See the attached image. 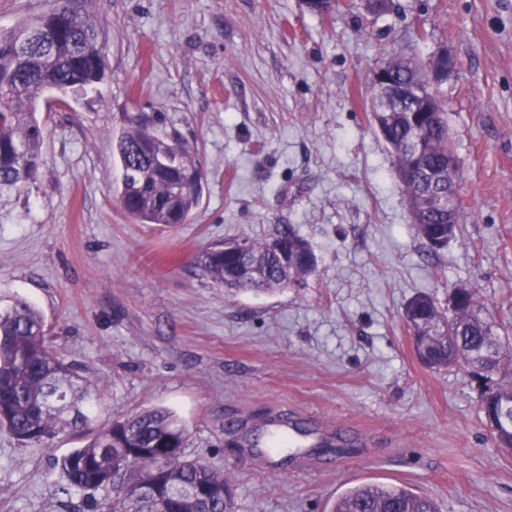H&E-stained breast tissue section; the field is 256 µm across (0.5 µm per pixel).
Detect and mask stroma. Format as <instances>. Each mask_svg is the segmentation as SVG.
Listing matches in <instances>:
<instances>
[{
	"instance_id": "35a3bbf8",
	"label": "stroma",
	"mask_w": 512,
	"mask_h": 512,
	"mask_svg": "<svg viewBox=\"0 0 512 512\" xmlns=\"http://www.w3.org/2000/svg\"><path fill=\"white\" fill-rule=\"evenodd\" d=\"M107 76L51 113L44 164L0 192V305L40 309L54 352L102 396L98 423L172 410L186 452L224 468L236 512H325L346 489L399 485L441 512H512V455L482 421L463 371L415 357L401 312L420 292L447 305L476 288L512 335V0H391L330 18L303 0H87ZM424 25L427 36L415 28ZM421 58L448 114L470 214L428 255L393 157L369 118L374 70ZM447 69H440V58ZM197 149L206 179L189 223L126 217L112 162L131 115ZM290 224L317 260L299 287L225 294L191 261L211 242ZM358 425L340 451L248 455L275 409ZM49 445L0 428V512H89L105 490H64Z\"/></svg>"
}]
</instances>
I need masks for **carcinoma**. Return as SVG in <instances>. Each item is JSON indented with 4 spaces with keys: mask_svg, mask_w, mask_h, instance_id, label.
Masks as SVG:
<instances>
[{
    "mask_svg": "<svg viewBox=\"0 0 512 512\" xmlns=\"http://www.w3.org/2000/svg\"><path fill=\"white\" fill-rule=\"evenodd\" d=\"M77 0H61L53 12L0 29V191L21 189L43 165L45 125L37 117L41 97L51 92L58 109L101 83L106 76L99 31ZM395 72L389 90L371 81V119L396 158V178L412 227L431 254L444 249L469 220L464 206L453 221L435 209L427 193L438 190L421 175L407 150L419 140L427 166L446 182L448 113L435 94L433 112H414L403 87L429 88L425 64L416 58L385 62ZM385 104L388 112L375 108ZM115 157L120 179L112 190L119 208L142 224L174 227L186 223L199 204L204 169L197 151L181 137L161 138L141 115L128 120ZM243 251L216 241L196 255L193 265L231 293H272L311 276L316 261L309 244L290 224L259 239H244ZM479 292L452 288L448 307L426 293L404 305L406 325L418 341H428L427 367H456L466 374L489 337L498 350L488 361L480 390L483 417L498 418L496 445L512 441V338L483 317ZM101 395L75 367L52 349L43 315L22 298L0 308V427L23 444H46L61 430H80L88 442L62 458L61 477L70 489L110 488L116 495L95 504L94 512H235V486L216 465L185 454L188 431L166 408L144 410L98 427L91 413ZM131 448L135 458L125 450ZM328 512H439L436 501L397 485H355L330 504Z\"/></svg>",
    "mask_w": 512,
    "mask_h": 512,
    "instance_id": "1",
    "label": "carcinoma"
}]
</instances>
